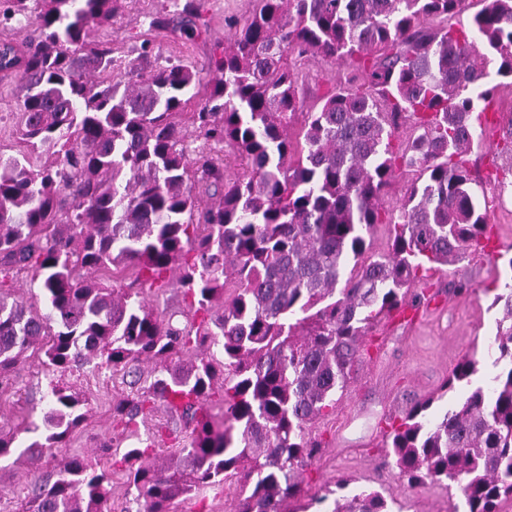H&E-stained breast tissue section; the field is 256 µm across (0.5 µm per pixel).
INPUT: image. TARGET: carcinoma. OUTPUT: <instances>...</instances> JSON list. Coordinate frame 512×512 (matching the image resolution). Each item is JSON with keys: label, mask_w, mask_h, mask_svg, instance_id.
<instances>
[{"label": "carcinoma", "mask_w": 512, "mask_h": 512, "mask_svg": "<svg viewBox=\"0 0 512 512\" xmlns=\"http://www.w3.org/2000/svg\"><path fill=\"white\" fill-rule=\"evenodd\" d=\"M119 0H0V26L36 20L23 48L0 46V71L26 89L22 148L0 151V374L35 348L49 372L95 359L114 372L154 364L112 405V444L99 466L66 458L34 485L24 512H103L112 469L127 474L143 512L204 487L239 485L236 512H295L322 442L309 427L334 411L381 317L406 309L409 288L469 251L489 250L486 208L464 154L482 135L498 85L477 59L512 79V0H483L468 28L424 22L466 0H260L234 43L210 62L206 86L183 64L156 66L143 89L114 79L112 47L88 39ZM347 57L367 89H334L303 111L288 58ZM193 147L173 116L198 95ZM303 116L299 140L288 126ZM417 135L393 145L401 120ZM246 170L224 181L216 150ZM419 171L390 216L391 243L365 256L378 205L400 167ZM138 268L143 290L108 288L100 274ZM38 284L44 309L14 299L13 271ZM177 285L179 314L155 313L145 291ZM491 347L504 369L487 392L465 356L445 388L469 394L434 424L425 402L388 435L408 484L458 490L466 512L512 500V284L496 293ZM165 405L183 422L178 455L157 463L163 426L140 425ZM78 392L51 387L44 442L65 446L86 418ZM219 407L220 413H212ZM332 512H391L362 492Z\"/></svg>", "instance_id": "1"}]
</instances>
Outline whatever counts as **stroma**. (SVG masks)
Listing matches in <instances>:
<instances>
[{"label": "stroma", "mask_w": 512, "mask_h": 512, "mask_svg": "<svg viewBox=\"0 0 512 512\" xmlns=\"http://www.w3.org/2000/svg\"><path fill=\"white\" fill-rule=\"evenodd\" d=\"M165 0H121L109 26L93 27L89 37L109 42L118 62L141 61L143 67L184 64L206 72L216 48L230 45L237 24L258 8V0H202L201 16L155 29L152 17ZM299 95L306 109L321 105L334 87L362 86L363 74L348 60L322 56L297 61ZM496 63L485 65L487 80L497 92L490 104L493 126L487 127L478 145L466 156L473 177L482 178L488 201L487 221L494 226L501 252L512 249V195L500 193L485 176L492 157L503 147V136L512 129V82L499 80ZM24 86L13 78L0 79V149L14 152L18 142L17 113ZM512 275L507 260L495 261L479 253L466 254L442 271L416 282L412 294L421 295L418 309L406 317L382 320L365 338L366 352L353 370L348 388L336 396V409L315 424L325 446L307 472V491L345 482L346 493L377 490L392 500L393 512H448L460 504L458 492L435 483L408 486L384 446L393 421L412 406L427 401L428 418L442 416L462 396V388L444 391L443 385L458 361L476 356L480 383L500 373L489 345L500 315L493 307V291ZM467 278L472 288L459 294L453 283ZM10 386L0 393V430L19 433L28 423H41L42 409L50 390V378L37 364L18 365L8 375ZM62 383L80 391L89 412L86 422L71 434L65 447L53 456L30 464L18 455L0 458V512H19L29 496L35 476L55 474L58 459L80 456L102 461L100 446L112 438V402L129 393L121 378L105 368L86 366L62 376ZM236 491L228 486L206 489L190 498L175 500L170 512H233Z\"/></svg>", "instance_id": "1"}]
</instances>
